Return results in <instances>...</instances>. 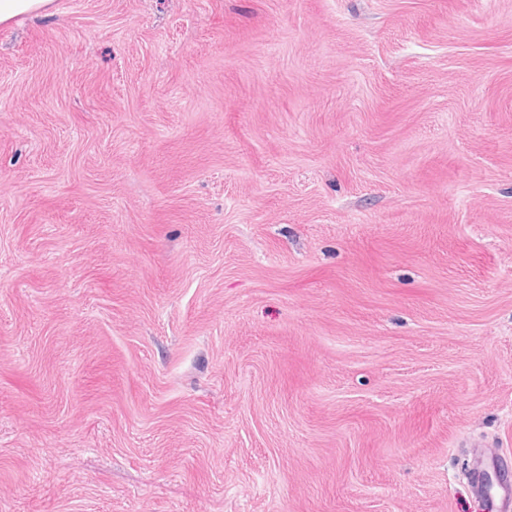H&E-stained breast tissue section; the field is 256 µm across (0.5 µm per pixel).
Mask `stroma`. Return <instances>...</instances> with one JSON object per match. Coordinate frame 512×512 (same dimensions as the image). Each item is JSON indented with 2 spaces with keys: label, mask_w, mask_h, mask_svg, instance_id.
Wrapping results in <instances>:
<instances>
[{
  "label": "stroma",
  "mask_w": 512,
  "mask_h": 512,
  "mask_svg": "<svg viewBox=\"0 0 512 512\" xmlns=\"http://www.w3.org/2000/svg\"><path fill=\"white\" fill-rule=\"evenodd\" d=\"M512 466V0H53L0 25V512H484ZM473 458L476 461L471 470L473 494L483 500L484 507L490 512H510L512 510V479L508 473L500 469L504 458L500 456L499 451L492 448H476ZM491 470H498L500 473L493 496L490 495L491 489L485 478ZM487 495H490L489 499L483 498Z\"/></svg>",
  "instance_id": "35a3bbf8"
}]
</instances>
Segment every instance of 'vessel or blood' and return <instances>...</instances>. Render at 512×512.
I'll use <instances>...</instances> for the list:
<instances>
[{"instance_id":"vessel-or-blood-1","label":"vessel or blood","mask_w":512,"mask_h":512,"mask_svg":"<svg viewBox=\"0 0 512 512\" xmlns=\"http://www.w3.org/2000/svg\"><path fill=\"white\" fill-rule=\"evenodd\" d=\"M471 488L484 500L487 512H512V475L502 472L503 459L492 448L475 449Z\"/></svg>"}]
</instances>
